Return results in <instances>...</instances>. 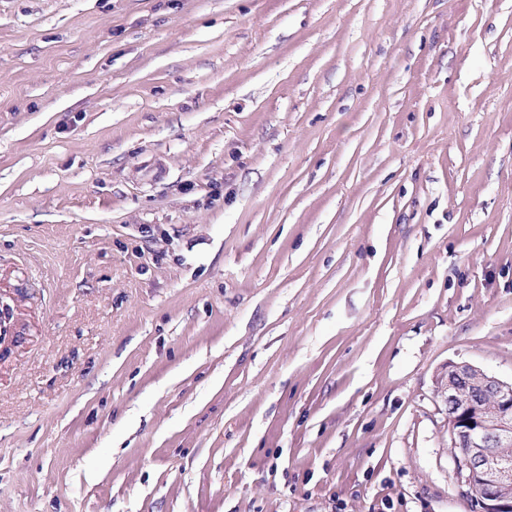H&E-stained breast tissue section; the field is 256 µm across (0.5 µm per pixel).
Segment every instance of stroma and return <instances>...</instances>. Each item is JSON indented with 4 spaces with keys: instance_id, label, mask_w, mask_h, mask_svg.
<instances>
[{
    "instance_id": "obj_1",
    "label": "stroma",
    "mask_w": 512,
    "mask_h": 512,
    "mask_svg": "<svg viewBox=\"0 0 512 512\" xmlns=\"http://www.w3.org/2000/svg\"><path fill=\"white\" fill-rule=\"evenodd\" d=\"M0 301V512H471L512 0H0Z\"/></svg>"
}]
</instances>
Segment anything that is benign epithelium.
<instances>
[{
	"label": "benign epithelium",
	"mask_w": 512,
	"mask_h": 512,
	"mask_svg": "<svg viewBox=\"0 0 512 512\" xmlns=\"http://www.w3.org/2000/svg\"><path fill=\"white\" fill-rule=\"evenodd\" d=\"M448 437L459 496L474 512H512V495L496 490L512 485V381L506 382L466 362L448 363Z\"/></svg>",
	"instance_id": "benign-epithelium-1"
}]
</instances>
